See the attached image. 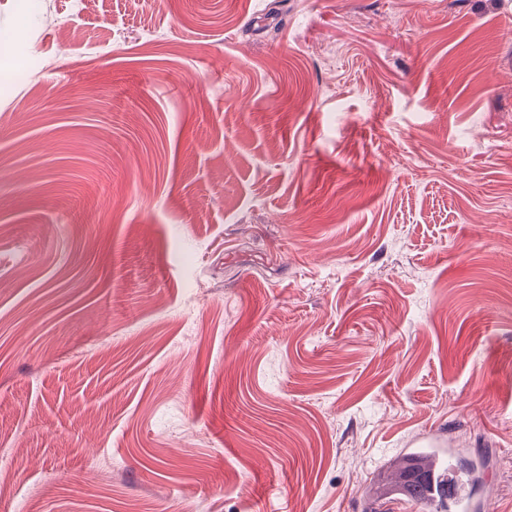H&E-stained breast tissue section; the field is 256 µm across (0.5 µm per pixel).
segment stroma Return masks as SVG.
Here are the masks:
<instances>
[{"label": "stroma", "mask_w": 512, "mask_h": 512, "mask_svg": "<svg viewBox=\"0 0 512 512\" xmlns=\"http://www.w3.org/2000/svg\"><path fill=\"white\" fill-rule=\"evenodd\" d=\"M429 444L512 512V0H0V512H430Z\"/></svg>", "instance_id": "stroma-1"}]
</instances>
